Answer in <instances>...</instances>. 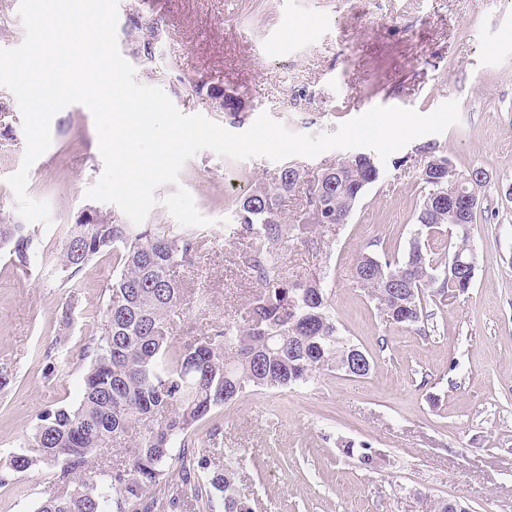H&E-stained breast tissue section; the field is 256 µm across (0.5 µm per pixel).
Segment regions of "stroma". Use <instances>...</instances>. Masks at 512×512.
I'll list each match as a JSON object with an SVG mask.
<instances>
[{"mask_svg": "<svg viewBox=\"0 0 512 512\" xmlns=\"http://www.w3.org/2000/svg\"><path fill=\"white\" fill-rule=\"evenodd\" d=\"M159 23L155 62L141 36ZM139 39H132L131 28ZM117 41L138 84L161 88L182 113L200 114L228 131L249 129L268 113L291 131L332 133L370 108L399 106L427 114L459 104L460 121L426 134L380 162V177L361 196L348 224L318 227L283 253L287 276L327 275L332 312L344 336L374 361L368 377L340 372L288 388L258 389L213 410L195 445L216 465L233 467L253 512H424L427 501L456 500L468 512H512V0H150L140 10L118 0ZM248 90L252 107L230 123L207 87ZM0 115L14 132L0 139V212L17 217L8 184L26 150L17 100L0 86ZM52 143L31 166L28 195L47 201L53 224L27 268L0 251V364L13 382L0 391V459L27 437L37 413L70 407L81 392L79 353L101 335L99 310L112 282V254L80 276V310L60 323L68 288L53 279L69 224L84 213L119 214L86 199L104 171L93 116L80 104L59 111ZM427 143L457 170L477 165L491 180L485 212L470 236L478 263L469 291L437 304L427 330L390 323L354 278L360 252L405 253L424 187L400 158ZM280 163L233 160L200 151L177 184L159 187L151 224L173 218L163 204L184 187L211 218L198 267L177 270L187 293L206 289L181 329L197 331L243 319L257 285L236 263L223 219L253 184L274 183ZM62 339L69 368L46 378L45 352ZM370 445L382 459L364 467L345 444ZM50 474L34 471L0 489V512H35Z\"/></svg>", "mask_w": 512, "mask_h": 512, "instance_id": "obj_1", "label": "stroma"}]
</instances>
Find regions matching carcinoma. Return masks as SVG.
I'll return each instance as SVG.
<instances>
[{"label":"carcinoma","instance_id":"cac0c4a2","mask_svg":"<svg viewBox=\"0 0 512 512\" xmlns=\"http://www.w3.org/2000/svg\"><path fill=\"white\" fill-rule=\"evenodd\" d=\"M230 122H242L249 97L237 89H207ZM423 161L422 196L404 256L363 253L354 274L388 320L415 326L430 317L426 291L460 296L475 272L460 275L430 259L427 237L448 225L457 242L452 252L470 250V235L448 223V179L482 171L455 168L437 144L416 149ZM379 178L374 156L356 153L313 179L295 164L280 169L274 184L251 187L236 206L229 235L247 241L239 254L242 272L258 284L246 318L228 319L199 336L175 341L176 318L189 309L173 269L194 265L199 230L170 224H125L91 212L68 226L53 276L71 288L61 323H72L79 307L80 274L99 254L110 252L115 267L103 302L104 333L91 337L80 357L88 361L82 397L72 408L45 409L33 433L0 468V488L34 470L53 473L50 493L37 512H177L195 503L208 512H250L235 495L230 468L212 466L205 449L192 445L198 422L254 388L307 384L324 372L340 371L344 346L321 277L290 281L281 270L282 250L324 224L347 223L365 188ZM306 182L305 210L286 219L288 199ZM41 248L36 229L0 212V249L27 267ZM46 374L70 363V352L47 351ZM128 446V457L108 464L112 447Z\"/></svg>","mask_w":512,"mask_h":512}]
</instances>
